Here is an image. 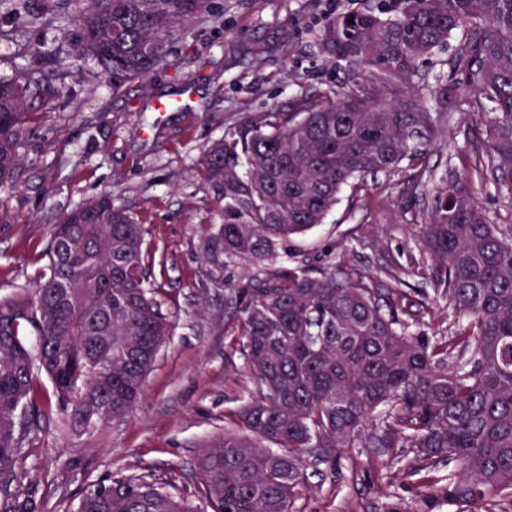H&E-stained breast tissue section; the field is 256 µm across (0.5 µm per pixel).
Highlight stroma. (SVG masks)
Here are the masks:
<instances>
[{"mask_svg":"<svg viewBox=\"0 0 512 512\" xmlns=\"http://www.w3.org/2000/svg\"><path fill=\"white\" fill-rule=\"evenodd\" d=\"M369 0H224L221 22L189 33L195 51L177 57L128 100L113 99L108 76L94 63H70L56 84L23 150L20 180L0 186V301L33 295L52 222L84 200L114 192L142 224L153 253L150 271L162 283L159 300L173 324L148 374L144 396L126 418L89 427L73 423L53 404L32 426L18 466L46 493L42 512H75L88 485L144 476L188 505L211 512L195 462L224 433H241L234 412L252 386L237 330L240 290L257 272L235 261L216 269L203 259L213 203L198 176L199 160L246 112L288 109L295 100L320 103L352 71L329 61L323 31L337 15L360 11ZM465 29L421 61L428 79L444 78L448 98L422 95L441 113L442 136L424 157L428 168H460L485 139V117L471 105L473 91L452 78ZM67 35L0 5V78L38 79L34 58L65 56ZM406 172L368 179L360 201L343 190L324 224L279 245L267 270L307 257L313 276L344 260L373 277L377 288L409 292L420 329L448 335L452 319L420 308L432 289L434 263L421 252L417 230L431 212L436 183L423 179L405 192ZM479 206L500 224H512V202L490 177L471 173ZM413 456L394 448L382 455L345 448L337 464L309 458L293 512H416Z\"/></svg>","mask_w":512,"mask_h":512,"instance_id":"stroma-1","label":"stroma"}]
</instances>
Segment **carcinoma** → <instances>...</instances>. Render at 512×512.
I'll list each match as a JSON object with an SVG mask.
<instances>
[{"mask_svg":"<svg viewBox=\"0 0 512 512\" xmlns=\"http://www.w3.org/2000/svg\"><path fill=\"white\" fill-rule=\"evenodd\" d=\"M35 20L73 28L74 59L90 58L112 95L192 51L186 27L217 22V0H35ZM469 24L455 68L487 113L473 169L512 201V0H377L330 20L327 54L358 72L336 100L246 113L213 141L200 177L220 222L206 252L262 262L278 245L324 222L345 187L360 197L368 174L407 164L412 192L425 170L420 147L438 125L411 91L417 64ZM38 81L0 79V184L16 182L39 112ZM420 246L438 272L430 313L444 300L448 336L409 331L403 291L382 309L371 280L339 266L317 278L307 262L253 278L238 330L255 389L236 409L250 436L227 433L196 469L213 512H291L313 448L336 462L341 448H411L420 465L419 512L439 499L512 503V226L493 223L467 175L439 180ZM34 299L0 302V512H39L42 491L17 469L23 435L45 413L34 367L81 426L127 417L173 325L147 277L144 228L105 192L52 225ZM32 329L35 347L23 340ZM269 442L282 448H265ZM448 465V476L435 468ZM77 512H190L143 477L97 483Z\"/></svg>","mask_w":512,"mask_h":512,"instance_id":"obj_1","label":"carcinoma"}]
</instances>
